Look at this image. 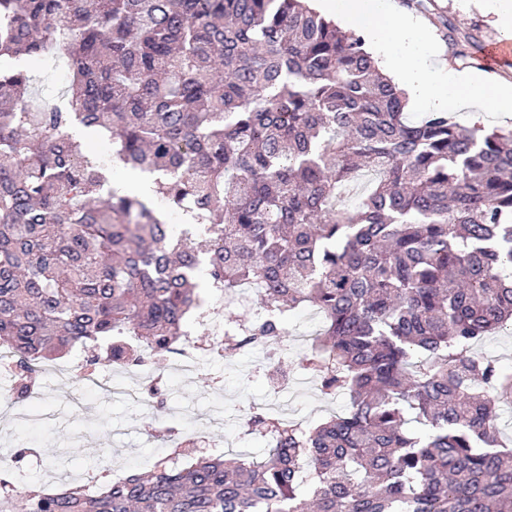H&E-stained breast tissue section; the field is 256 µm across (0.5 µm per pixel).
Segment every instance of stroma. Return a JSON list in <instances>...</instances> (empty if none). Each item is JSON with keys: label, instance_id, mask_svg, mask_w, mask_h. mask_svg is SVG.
<instances>
[{"label": "stroma", "instance_id": "35a3bbf8", "mask_svg": "<svg viewBox=\"0 0 512 512\" xmlns=\"http://www.w3.org/2000/svg\"><path fill=\"white\" fill-rule=\"evenodd\" d=\"M403 2L429 22L438 42H445L451 28L458 37H475L480 48L458 58L463 68L482 67V47L512 37L481 11L476 0ZM311 313L306 307L289 317L288 348L278 354L273 366H264L262 354L255 349L238 354L229 363H204L186 376L163 371L148 410L130 399L80 388L85 361L77 352H70L65 358V377L50 374L41 380V396L35 404L22 403L0 413V441L7 447V456L16 461L10 481L19 486L68 476L89 481L102 479L110 467L122 472L149 468L170 452L165 442L147 440L144 427L150 422L183 434L204 425L211 435L221 437L222 452L262 457L267 440L245 434L240 420L277 399L273 374H298L297 362L310 347L305 336L322 326ZM288 400L296 408L295 420L306 427L343 411L348 403L343 395L322 398L313 378L302 387L289 389Z\"/></svg>", "mask_w": 512, "mask_h": 512}]
</instances>
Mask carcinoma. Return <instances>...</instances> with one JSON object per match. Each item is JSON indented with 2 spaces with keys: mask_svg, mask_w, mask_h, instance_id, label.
<instances>
[{
  "mask_svg": "<svg viewBox=\"0 0 512 512\" xmlns=\"http://www.w3.org/2000/svg\"><path fill=\"white\" fill-rule=\"evenodd\" d=\"M22 59L64 61L66 105L33 102ZM405 109L309 0H0V350L24 373L76 347L164 359L203 276L265 310L226 322L227 356L316 308L299 366L349 399L313 428L251 414L261 459L176 448L94 492L3 480L0 512H512V374L471 354L512 324V129ZM78 126L154 177L180 234L104 190Z\"/></svg>",
  "mask_w": 512,
  "mask_h": 512,
  "instance_id": "carcinoma-1",
  "label": "carcinoma"
}]
</instances>
